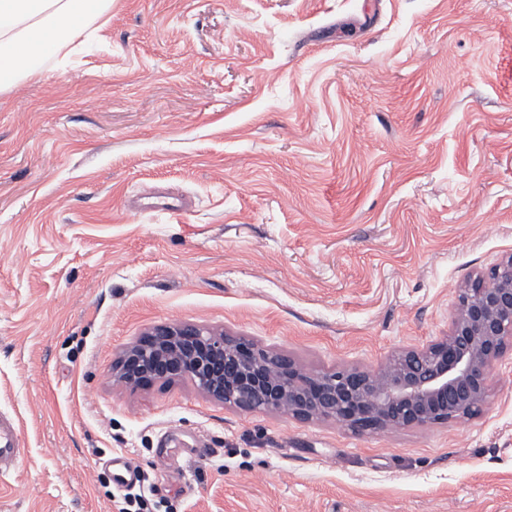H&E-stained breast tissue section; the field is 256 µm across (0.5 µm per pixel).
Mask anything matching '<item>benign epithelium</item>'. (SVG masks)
Returning <instances> with one entry per match:
<instances>
[{
	"mask_svg": "<svg viewBox=\"0 0 512 512\" xmlns=\"http://www.w3.org/2000/svg\"><path fill=\"white\" fill-rule=\"evenodd\" d=\"M448 333L375 370L314 373L256 343L182 322L152 326L116 364L133 386L191 379L242 411L334 419L357 434L442 424L487 402L492 366L512 344V256L457 289Z\"/></svg>",
	"mask_w": 512,
	"mask_h": 512,
	"instance_id": "7a95c632",
	"label": "benign epithelium"
}]
</instances>
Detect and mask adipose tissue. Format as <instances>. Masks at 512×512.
I'll return each mask as SVG.
<instances>
[{"label":"adipose tissue","mask_w":512,"mask_h":512,"mask_svg":"<svg viewBox=\"0 0 512 512\" xmlns=\"http://www.w3.org/2000/svg\"><path fill=\"white\" fill-rule=\"evenodd\" d=\"M111 9L112 0H0V92L86 38Z\"/></svg>","instance_id":"ef3b65f1"}]
</instances>
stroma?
<instances>
[{"instance_id":"1","label":"stroma","mask_w":512,"mask_h":512,"mask_svg":"<svg viewBox=\"0 0 512 512\" xmlns=\"http://www.w3.org/2000/svg\"><path fill=\"white\" fill-rule=\"evenodd\" d=\"M511 255L512 0H112L0 92V512H512L511 351L384 433L112 381L172 321L374 369ZM19 431L14 422L0 417V474L4 466L14 464L19 458Z\"/></svg>"}]
</instances>
